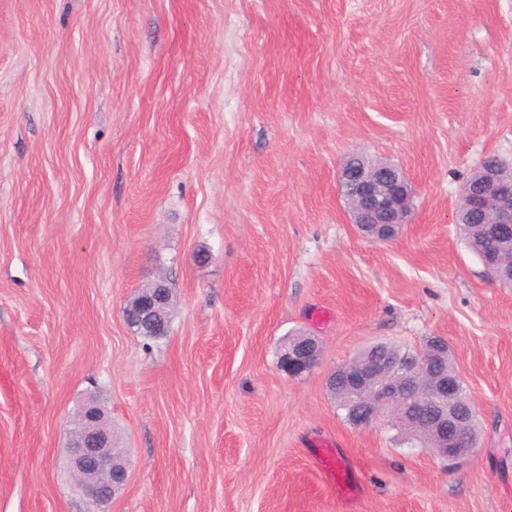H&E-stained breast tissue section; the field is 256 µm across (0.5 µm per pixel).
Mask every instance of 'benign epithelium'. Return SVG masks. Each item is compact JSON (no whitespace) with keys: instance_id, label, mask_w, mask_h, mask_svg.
<instances>
[{"instance_id":"benign-epithelium-1","label":"benign epithelium","mask_w":512,"mask_h":512,"mask_svg":"<svg viewBox=\"0 0 512 512\" xmlns=\"http://www.w3.org/2000/svg\"><path fill=\"white\" fill-rule=\"evenodd\" d=\"M340 187L353 223L367 237L390 241L408 223L413 198L407 178L397 166L365 157L348 158L342 166ZM458 211L462 224H490L492 231L512 235V163L500 161L492 168L479 164L474 180L461 189ZM171 305V289L160 278L139 291L123 307L122 314L127 324L159 336L168 322ZM320 357L318 341L302 336L282 350L278 366L298 377L311 373ZM347 379L355 391L365 393L357 426L394 418L410 426L425 397L432 411L424 425L431 440L429 448L449 460L463 459L474 450L472 443L451 447L448 438L470 433L476 404L448 376L429 373L428 353L415 354L409 367L399 370L371 360L350 368ZM71 422L70 472L94 502L106 503L128 483L130 464L116 452L112 428L97 397L86 398Z\"/></svg>"}]
</instances>
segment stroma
Segmentation results:
<instances>
[{
    "label": "stroma",
    "instance_id": "1",
    "mask_svg": "<svg viewBox=\"0 0 512 512\" xmlns=\"http://www.w3.org/2000/svg\"><path fill=\"white\" fill-rule=\"evenodd\" d=\"M489 155L512 161V0H0V512H512V286L456 228ZM351 156L408 179L392 241L351 220ZM161 276L147 339L122 309ZM296 333L307 376L277 365ZM431 336L476 403L454 462L327 388ZM91 394L131 466L98 507L69 470ZM321 346L313 336H302L282 350L278 366L289 376L298 377L311 373L319 364ZM414 351L415 350L404 349L399 345L387 341L372 342L360 349L350 360L336 368L328 378L327 388L331 396L336 399L337 407L344 411V418L349 424L353 425L357 413V406L355 400L351 397L346 388V382L341 375V371L346 366L360 359H371L373 356L378 355L399 360L411 355ZM318 446V457L315 459L317 465L329 478L331 486L346 498L355 497L358 493L355 475L347 467L341 454L334 447V443L323 441Z\"/></svg>",
    "mask_w": 512,
    "mask_h": 512
}]
</instances>
